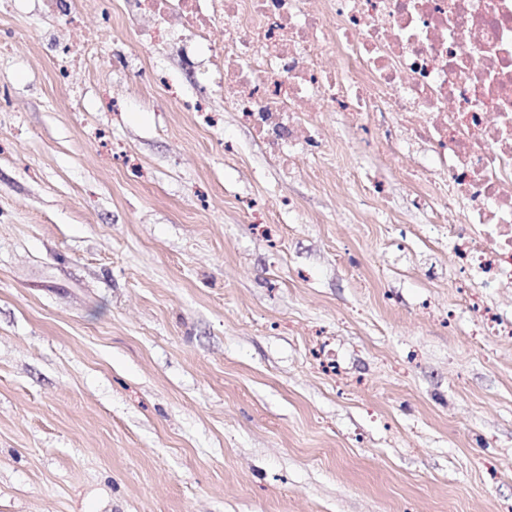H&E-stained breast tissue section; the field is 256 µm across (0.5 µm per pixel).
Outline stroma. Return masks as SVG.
<instances>
[{
	"label": "stroma",
	"instance_id": "1",
	"mask_svg": "<svg viewBox=\"0 0 512 512\" xmlns=\"http://www.w3.org/2000/svg\"><path fill=\"white\" fill-rule=\"evenodd\" d=\"M141 25L0 0V512H512L452 225L338 113L280 166Z\"/></svg>",
	"mask_w": 512,
	"mask_h": 512
}]
</instances>
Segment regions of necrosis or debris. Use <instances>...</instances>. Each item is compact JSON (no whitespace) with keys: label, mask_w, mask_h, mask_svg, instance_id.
<instances>
[{"label":"necrosis or debris","mask_w":512,"mask_h":512,"mask_svg":"<svg viewBox=\"0 0 512 512\" xmlns=\"http://www.w3.org/2000/svg\"><path fill=\"white\" fill-rule=\"evenodd\" d=\"M142 33L178 34L193 69L272 154L323 143L319 108L357 131L384 117L382 153L416 160L415 201L461 219L452 247L466 283L512 288V0H130ZM224 31L216 47V31ZM341 62L329 69L328 53Z\"/></svg>","instance_id":"necrosis-or-debris-1"}]
</instances>
